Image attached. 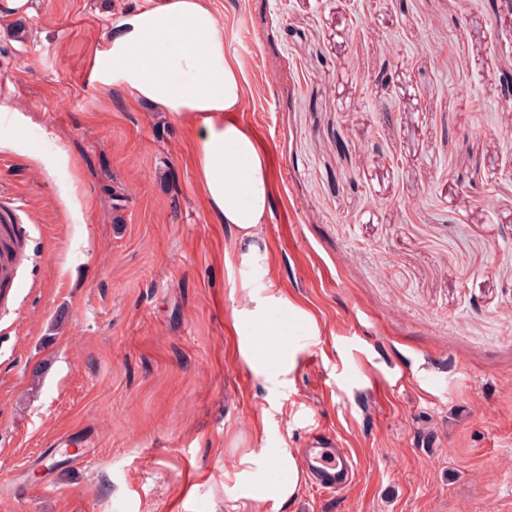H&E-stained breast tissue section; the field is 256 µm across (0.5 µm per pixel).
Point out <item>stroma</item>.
Returning a JSON list of instances; mask_svg holds the SVG:
<instances>
[{"label":"stroma","mask_w":512,"mask_h":512,"mask_svg":"<svg viewBox=\"0 0 512 512\" xmlns=\"http://www.w3.org/2000/svg\"><path fill=\"white\" fill-rule=\"evenodd\" d=\"M145 2L0 0V193L36 282L0 310V512H512V17L211 0L269 156V281L319 321L275 386L231 325L194 127L92 78ZM316 422L354 484L243 497L242 457Z\"/></svg>","instance_id":"obj_1"}]
</instances>
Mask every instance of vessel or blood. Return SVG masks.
Wrapping results in <instances>:
<instances>
[{
	"instance_id": "obj_1",
	"label": "vessel or blood",
	"mask_w": 512,
	"mask_h": 512,
	"mask_svg": "<svg viewBox=\"0 0 512 512\" xmlns=\"http://www.w3.org/2000/svg\"><path fill=\"white\" fill-rule=\"evenodd\" d=\"M8 206L16 222L9 228L4 245L0 246V283L10 288L22 287L20 265L24 254L20 249L27 230L22 221L26 204L12 198ZM302 472L312 488L329 495L350 487L357 475V461L350 449L344 448L331 430L311 428L296 451Z\"/></svg>"
}]
</instances>
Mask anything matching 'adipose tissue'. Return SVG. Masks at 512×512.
<instances>
[{
    "label": "adipose tissue",
    "mask_w": 512,
    "mask_h": 512,
    "mask_svg": "<svg viewBox=\"0 0 512 512\" xmlns=\"http://www.w3.org/2000/svg\"><path fill=\"white\" fill-rule=\"evenodd\" d=\"M90 67L102 86L125 88L136 102L195 123L198 182L215 221L234 231V260L261 276L266 255L259 228L270 211V173L256 132L238 118L245 99L242 66L226 49L210 0H162L127 14L113 23ZM254 303L251 309H232L231 318L249 338L248 364L271 381L268 353L276 336L286 327L313 331L317 323L280 296L258 297ZM274 308L287 312V325L274 323ZM256 325L264 332L255 339ZM272 457L280 480L265 495L281 504L296 495L301 473L289 449H276Z\"/></svg>",
    "instance_id": "ef3b65f1"
}]
</instances>
